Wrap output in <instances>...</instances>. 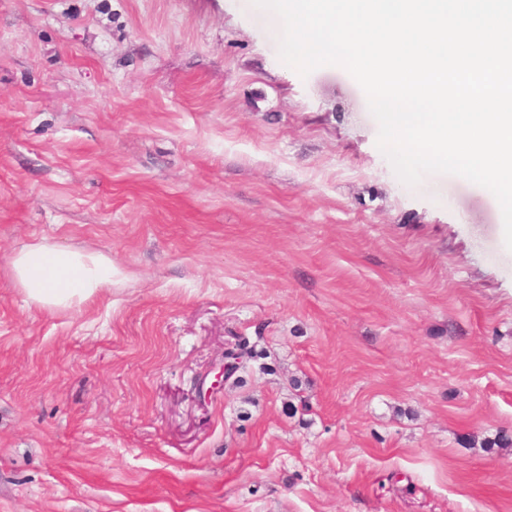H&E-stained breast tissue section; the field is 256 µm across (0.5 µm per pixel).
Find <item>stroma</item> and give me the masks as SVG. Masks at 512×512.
<instances>
[{
	"label": "stroma",
	"instance_id": "obj_1",
	"mask_svg": "<svg viewBox=\"0 0 512 512\" xmlns=\"http://www.w3.org/2000/svg\"><path fill=\"white\" fill-rule=\"evenodd\" d=\"M280 33L252 0H0V512H512L498 201L402 183ZM34 243L111 286L30 303ZM11 269L27 298L49 308L88 302L112 284L111 257L47 243L22 248Z\"/></svg>",
	"mask_w": 512,
	"mask_h": 512
}]
</instances>
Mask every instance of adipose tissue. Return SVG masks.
<instances>
[{
    "label": "adipose tissue",
    "mask_w": 512,
    "mask_h": 512,
    "mask_svg": "<svg viewBox=\"0 0 512 512\" xmlns=\"http://www.w3.org/2000/svg\"><path fill=\"white\" fill-rule=\"evenodd\" d=\"M11 269L27 298L49 308L88 302L112 284L111 257L47 243L22 248Z\"/></svg>",
    "instance_id": "obj_1"
}]
</instances>
